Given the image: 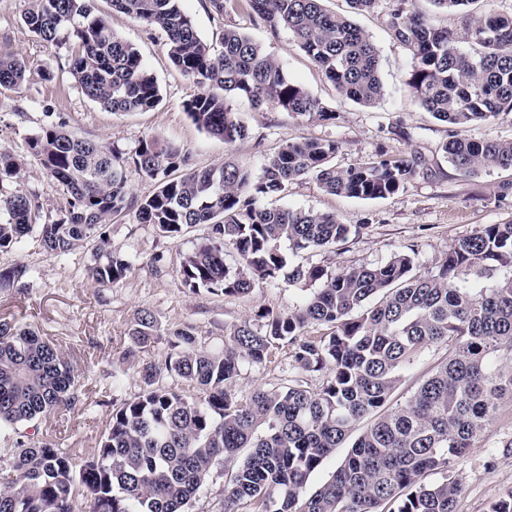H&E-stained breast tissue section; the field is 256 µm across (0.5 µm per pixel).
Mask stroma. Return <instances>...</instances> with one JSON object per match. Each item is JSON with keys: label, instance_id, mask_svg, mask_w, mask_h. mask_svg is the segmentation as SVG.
<instances>
[{"label": "stroma", "instance_id": "obj_1", "mask_svg": "<svg viewBox=\"0 0 512 512\" xmlns=\"http://www.w3.org/2000/svg\"><path fill=\"white\" fill-rule=\"evenodd\" d=\"M323 5L331 12L351 15L375 44L383 95L374 106L359 105L338 93L288 30H271L244 9L219 17L211 11L209 0H179L204 40L217 42L224 26L239 28L277 60L293 82L339 114L336 122L327 124L279 109L256 110L240 104L236 110L249 125L251 136L228 145L209 136L188 116L184 104L198 88L173 66L159 32L112 10L108 0H94L95 14L106 18L115 34L139 50L161 92V102L154 109L111 112L88 99L69 74L71 43L45 44L23 24L21 16L29 0H0V55L21 54L27 65L20 86L0 87V145L26 153L29 137L56 124L76 137L109 143L122 153L141 139L159 138L186 150L196 168L231 156L256 171L281 144L304 139L341 142L335 163L344 168L381 149L393 155L422 153L426 173L406 191L384 199L333 196L312 177L294 181L283 195L266 199L269 207L334 214L351 228L346 241L329 248L288 252L293 266L320 264L339 270L380 264L394 252L411 249L419 271L424 272L449 246L482 225L512 222V170L461 176L442 150L450 135L448 125L433 119L411 94L407 86L411 56L388 26L390 0H378L375 10L356 15L346 0H323ZM19 187L35 194L48 214H56L66 204L36 160H28ZM205 231V226L198 225L180 237L162 238L152 225L140 223L136 208L126 209L107 224L106 232L113 249L131 257L134 266L123 282L109 288L88 279L90 253L84 248L56 258L31 234L17 247L0 252V268L20 264L34 271L30 287L0 290V319L34 328L70 355L78 371L82 401L77 409L57 412L38 423L40 434L66 448L74 462H82L87 450L97 445L113 410L143 387L137 364L122 359L139 310H151L160 325L159 338L142 350L140 358L160 363L170 351L169 334L174 329L192 327L205 349H215L224 344L226 326L261 309L288 313L299 305L301 290L284 282L260 286L246 297L189 292L180 281L177 260ZM448 354L444 345L425 349L404 372L392 403L404 402ZM293 376L288 350L282 347L265 366L242 365L231 391L245 401L256 388L277 389L288 385ZM456 469L464 479L457 512H488L493 502L512 489V405L503 406L477 447L457 460Z\"/></svg>", "mask_w": 512, "mask_h": 512}]
</instances>
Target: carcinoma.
Instances as JSON below:
<instances>
[{"label": "carcinoma", "mask_w": 512, "mask_h": 512, "mask_svg": "<svg viewBox=\"0 0 512 512\" xmlns=\"http://www.w3.org/2000/svg\"><path fill=\"white\" fill-rule=\"evenodd\" d=\"M110 2L165 35L171 62L200 89L185 110L210 135L229 144L249 138L234 100L336 120V112L291 81L241 30L225 27L218 50L199 36L179 0ZM209 2L218 16L242 2L270 29L288 30L343 96L364 106L382 97L374 44L346 15L326 11L323 0ZM408 2L395 0L390 26L411 54V93L452 128L444 146L448 160L464 177L512 169V140L474 141L458 133L512 112V14L475 16L468 7L479 0H432L463 13L457 33L433 25ZM22 20L47 44L72 39L68 71L90 100L112 112L160 103L139 51L92 15L90 0H32ZM461 42L473 52H461ZM24 71L23 59L0 55V87L18 86ZM340 149L333 139L286 143L256 174L230 158L190 168L187 153L158 139L139 141L123 157L106 143L49 126L28 139L27 153L67 199L68 207L52 217L31 195L3 191L4 183L20 178L25 159L0 146V252L36 232L56 258L88 249V277L112 287L127 278L133 262L112 250L102 226L135 204L140 222L163 237L209 226L178 259L182 285L193 293L246 296L283 276L303 285L294 311L266 310L227 327L220 351L201 346L189 326L174 330L172 352L160 364L140 365L142 391L113 411L81 464L43 437L5 449L0 512H187L220 461L233 464L220 512H456L463 490L456 460L512 402V224L483 225L426 273L405 251L377 265L288 271L283 244L320 250L346 240L351 228L333 214L268 208L261 199L304 176L332 195L384 199L407 190L422 164L415 154L380 150L340 168L332 163ZM127 165L157 181V190L135 200ZM228 248L240 257L238 265L225 262ZM504 268L508 275L487 288L478 285ZM32 277L26 265L0 269V285L27 288ZM311 324L329 332L308 336ZM158 331L155 315L139 311L129 332L134 347L125 355L135 357ZM443 343L451 347L448 359L407 402L387 407L403 371L424 348ZM276 345L288 347L299 378L239 401L229 387L241 365L272 362ZM313 373L322 374L314 388L304 379ZM166 377L184 380L196 394L164 386ZM79 403L78 375L57 347L30 327L0 320V426H24ZM370 414L376 419L334 473L305 493L310 476ZM433 474L438 479L426 481Z\"/></svg>", "instance_id": "obj_1"}]
</instances>
